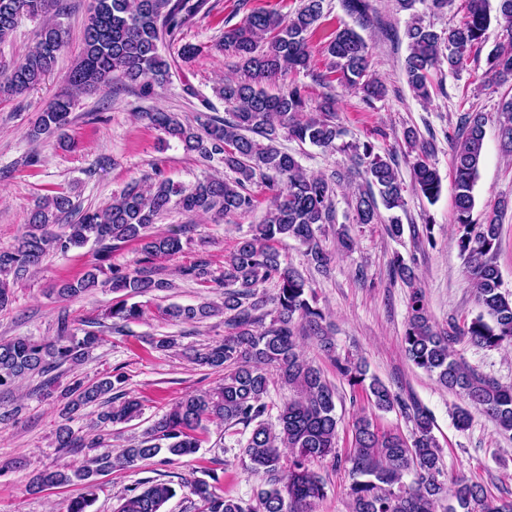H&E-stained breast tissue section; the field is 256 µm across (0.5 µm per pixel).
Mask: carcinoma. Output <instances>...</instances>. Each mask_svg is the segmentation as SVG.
Instances as JSON below:
<instances>
[{
    "label": "carcinoma",
    "mask_w": 512,
    "mask_h": 512,
    "mask_svg": "<svg viewBox=\"0 0 512 512\" xmlns=\"http://www.w3.org/2000/svg\"><path fill=\"white\" fill-rule=\"evenodd\" d=\"M434 13L448 0H397L400 10L411 12L405 36L408 54L403 70L413 93L430 97L431 74L447 67L452 73L472 56H479L491 22L504 27L506 38L485 58V76L512 77V0H498L491 15L486 0H466L458 23L440 31L423 23L416 4ZM209 0H93L81 32L82 51L66 75L68 91L56 96L40 113L29 136L63 135L73 107L72 92L104 89L118 80L139 89L143 96L170 81L175 59L162 49L178 41L180 32L201 14L209 12ZM344 9L358 21L368 20L370 0H344ZM324 0H301L294 15L252 12L243 22L224 31V52L235 58L238 76L224 80L217 90L224 99V117L210 113L211 104L202 100L203 110L191 121L157 110L145 117L184 150L206 161L217 159L233 178H210L191 186L175 184L156 174L148 187L135 180L112 197V203L96 210L76 211L70 197L58 192L38 199L26 231L10 246H0V308L12 299L10 283L23 280L38 270L51 252L65 253L93 243L95 262L74 282L56 289L68 298L87 294L100 285L124 297L112 302L105 316L113 327L140 320L145 311L128 299L164 292L174 284L158 276L154 259L183 250L176 234L158 235L153 225L173 209L187 215L222 212L247 215L257 207L247 185L259 180L273 199L262 223L250 225L236 242L224 265V324L230 332L224 340L193 351L192 362L223 373L221 383L208 390L187 393L153 421L136 445L119 455L97 453L109 428L131 421L141 411L140 401L121 390L124 376L107 373L93 382L74 380L61 392L56 446L90 448L94 454L75 468L45 470L35 476L29 490H45L78 483L82 492L71 499L67 512H92L100 489V477L116 468L133 469L138 463L196 453L202 445L205 423L252 427L243 448L252 472L262 476L265 488L253 501L226 497L214 482L192 481V493L203 512H312V505L326 495L325 480L313 469L316 462L349 467L350 512H512V500L498 503L488 498L485 488L464 477L447 487L440 480V449L433 435V421L420 405L403 399L375 377L368 376L364 363L349 357H334L336 372L347 382L352 396L363 395L382 412L399 410L413 424L410 437L386 431L363 415L353 426L351 450L345 458L336 454L338 418L336 391L321 371L299 350L298 338L313 339L321 351L334 353L332 337L322 322L306 279L281 260L277 244L293 240L305 248L311 266L325 273L332 257L320 240L326 227L334 229L339 245L349 250L354 241L348 229L335 226L336 181L304 172L294 155L280 148L285 138L328 149L335 148L343 130L336 119L334 102L324 101L321 112H306L307 96L295 84L273 93L269 86L282 75L308 68V34L323 16ZM44 18L35 45L20 61L0 71V98L18 97L34 89L56 66L67 43L69 31L60 21L65 15L63 0H0V41L15 29L22 16ZM336 81L357 90L370 104L386 94L377 78L367 77L369 47L353 28L336 31L326 45ZM484 117L466 112L461 133L452 139V178L455 189V235L465 270L483 313L459 326L440 330L433 324L424 296L416 286L414 268L399 256L392 271L411 288L409 315L402 345L416 367L436 377L437 382L463 397L491 418L502 433H512V385L505 386L471 369L457 356L453 345L463 339L485 349L512 346V295L502 291L496 264L499 249L500 215L493 210L483 223H472L474 189L483 160ZM405 142L418 149L412 163L414 190L433 203L441 192V177L429 162L430 144L418 131L403 132ZM498 138L504 154L512 156V97L502 99ZM354 165L362 169L364 185L350 205L358 224L380 222L379 206L392 212L385 224L389 236L404 233L401 216L405 210V185L395 161L374 153L367 141L351 146ZM135 241L144 255L134 270L105 266L112 250ZM108 272L103 282L99 275ZM180 275L199 283L209 280L205 261L180 269ZM272 281L277 293L273 318L265 323L268 302L259 287ZM217 308L208 302L197 305L171 304L161 309L171 322L197 323L214 316ZM103 341L98 330L80 329L67 317L59 320L58 335L45 342L21 336L0 342V393H12L16 384L32 375L44 377L40 389L51 393L55 369L85 362ZM278 372L280 382L293 391L278 410V425L264 420L269 411L266 396L268 368ZM93 409L99 433L82 437L70 423ZM176 495L171 483L147 479L130 487L120 497L117 512H162Z\"/></svg>",
    "instance_id": "1"
}]
</instances>
